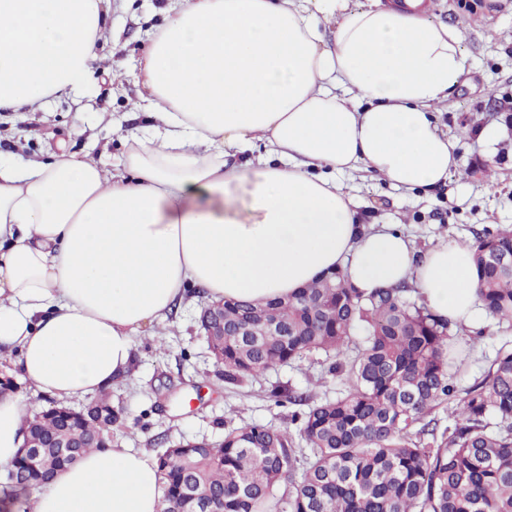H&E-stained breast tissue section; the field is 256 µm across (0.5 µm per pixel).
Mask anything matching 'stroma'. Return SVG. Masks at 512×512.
Segmentation results:
<instances>
[{"label": "stroma", "mask_w": 512, "mask_h": 512, "mask_svg": "<svg viewBox=\"0 0 512 512\" xmlns=\"http://www.w3.org/2000/svg\"><path fill=\"white\" fill-rule=\"evenodd\" d=\"M173 5L102 0L103 25L86 76L74 91L47 98L35 111H1L0 160H46L63 152L74 162L111 168L126 152L133 115L144 110L146 38ZM427 16L463 34L464 76L436 113L439 128L459 139L458 171L434 191L397 188L363 169L336 176L359 202L365 223L398 225L421 249L469 243L482 229L512 230V127L497 110L499 98L512 97V0H437ZM115 71L123 75L121 84L112 82ZM489 126L500 130L490 147L472 135ZM487 163L493 166L489 175ZM206 299L204 289H187L165 322L138 335L130 375L111 387L112 404L124 415L113 434L122 446L155 455L182 440L222 439L228 423L287 427L297 407L280 397V389L308 391L318 400L342 391L324 356L315 354L239 385L225 384L198 325ZM473 327L450 340L458 356L453 380L461 390L481 380L501 348L512 349V326L482 315Z\"/></svg>", "instance_id": "1"}]
</instances>
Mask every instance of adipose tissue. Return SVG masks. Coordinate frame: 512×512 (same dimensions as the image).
<instances>
[{
	"instance_id": "1",
	"label": "adipose tissue",
	"mask_w": 512,
	"mask_h": 512,
	"mask_svg": "<svg viewBox=\"0 0 512 512\" xmlns=\"http://www.w3.org/2000/svg\"><path fill=\"white\" fill-rule=\"evenodd\" d=\"M99 3L0 0V109L76 88ZM460 40L398 0H178L145 54L151 124L126 134L120 169L0 162V350L32 393L66 403L126 379L137 333L192 285L263 302L339 269L366 293L408 283L471 325V245L417 251L395 226L361 223L336 182L365 168L407 190L445 183L457 144L434 111L464 75ZM27 408L0 397V469ZM31 499L35 512H158L161 488L146 451L114 443Z\"/></svg>"
}]
</instances>
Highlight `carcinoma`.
<instances>
[{
  "instance_id": "obj_1",
  "label": "carcinoma",
  "mask_w": 512,
  "mask_h": 512,
  "mask_svg": "<svg viewBox=\"0 0 512 512\" xmlns=\"http://www.w3.org/2000/svg\"><path fill=\"white\" fill-rule=\"evenodd\" d=\"M473 248L479 299L511 324L512 270L493 256L512 258V232H477ZM409 292L404 283L365 294L336 270L286 303L206 304L201 328L224 321V335L207 342L225 383L321 353L345 388L320 401L288 393L306 406L295 434L229 426L221 441H182L157 454L159 512H197L199 503L213 512H512V349L499 351L480 382L457 389L448 347L466 326ZM450 400L454 423L439 433L431 414ZM119 418L108 391L78 415L57 404L28 412L37 457L24 447L7 468L3 512L105 445Z\"/></svg>"
}]
</instances>
